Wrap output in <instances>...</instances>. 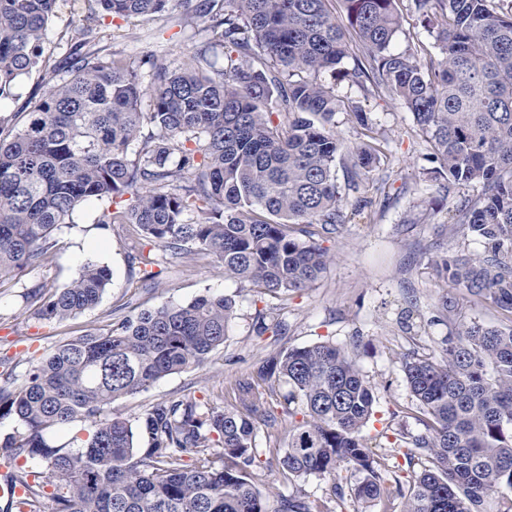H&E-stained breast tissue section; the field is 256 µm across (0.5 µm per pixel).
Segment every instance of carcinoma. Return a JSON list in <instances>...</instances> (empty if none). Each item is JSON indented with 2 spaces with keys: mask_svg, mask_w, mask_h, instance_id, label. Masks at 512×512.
I'll return each mask as SVG.
<instances>
[{
  "mask_svg": "<svg viewBox=\"0 0 512 512\" xmlns=\"http://www.w3.org/2000/svg\"><path fill=\"white\" fill-rule=\"evenodd\" d=\"M78 2L0 0V97L38 67L60 4ZM94 2L110 17L181 7L189 24L197 14L193 0ZM342 2L347 31L326 0H210L209 37L179 67L154 53L72 48L66 76L45 72L46 90L26 102L21 125L0 116V284L47 264L52 233L97 200L107 203L99 227L128 224L153 245L131 246L143 288L195 255L215 256L225 277L261 295L312 287L329 259L312 237L348 221L336 182L343 143L330 126L342 100L319 76L353 56L346 75L364 94L394 95L412 113L440 189L475 190L459 196L448 232L476 237L484 251H456L439 272L512 314V2L407 0L440 50L422 61L391 49L400 0ZM350 112L366 137L346 165L356 192L380 160L382 133L361 109ZM110 284V270L88 261L68 284L35 286L25 299L33 318L61 323L96 307ZM234 309L212 294L142 309L55 347L20 379H1L0 419L21 430L0 442V466L27 489L6 512H42L45 497L52 512H334L297 495L279 496L271 511L255 489L258 424L277 421L264 388L272 378L290 387L284 416H294L291 403L304 406L275 457L289 475L352 470L363 474L355 500L400 499L402 512H512V325L459 321L446 295L439 320L454 332L445 357L402 359L426 429L395 437L408 465L422 462L407 488L387 479V458L362 435L373 386L330 343L268 356L256 376L231 385L230 405L171 399L132 421L112 416L117 399L204 364L224 345ZM76 421L94 427L80 449L50 441ZM19 459L38 468L21 470Z\"/></svg>",
  "mask_w": 512,
  "mask_h": 512,
  "instance_id": "carcinoma-1",
  "label": "carcinoma"
}]
</instances>
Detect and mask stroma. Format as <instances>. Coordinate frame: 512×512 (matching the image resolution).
Segmentation results:
<instances>
[{"label": "stroma", "instance_id": "stroma-1", "mask_svg": "<svg viewBox=\"0 0 512 512\" xmlns=\"http://www.w3.org/2000/svg\"><path fill=\"white\" fill-rule=\"evenodd\" d=\"M86 15L83 9L58 10L43 44V65L63 67L71 46L81 40L87 50L102 55L153 52L176 65L189 48L208 37V17L199 16L187 25L178 9L151 20L113 18L108 38L101 29L87 31ZM352 66V59H345L342 72H326L320 79L346 104L366 112L386 141L379 163L354 195L363 206L362 214L320 240L332 260L313 288L285 298L260 297L255 289L225 278L223 266L211 256L167 268L156 289L139 288L124 233L117 226L109 231L97 227L102 208L91 203L75 214L73 223L54 232L48 264L0 285V362L20 376L30 362L56 346L105 327L110 314L123 317L146 307L221 294L235 301V317L223 347L203 365L164 376L147 390L116 400L113 415L132 420L154 403L172 398L219 400L230 381L254 374L269 354L330 342L355 358L375 388V412L363 431L375 454H387L386 433H422L401 359L408 353L435 359L442 355L453 328L438 318L439 297L449 294L462 318L491 327L511 326L512 315L438 278L436 265L448 254L460 249L478 254L483 247L470 236H449L448 218L457 197L440 192L429 145L411 113L396 97L364 96L344 75ZM89 259L107 266L112 275L96 308L61 324L29 316L23 299L29 286L62 287ZM261 315L268 329L259 335L255 323ZM256 444L250 471L268 501L295 493L326 500L334 483L347 486L357 480L356 474L343 469L333 477L287 478L275 465L276 456L288 446L285 420L271 428L259 427Z\"/></svg>", "mask_w": 512, "mask_h": 512}]
</instances>
